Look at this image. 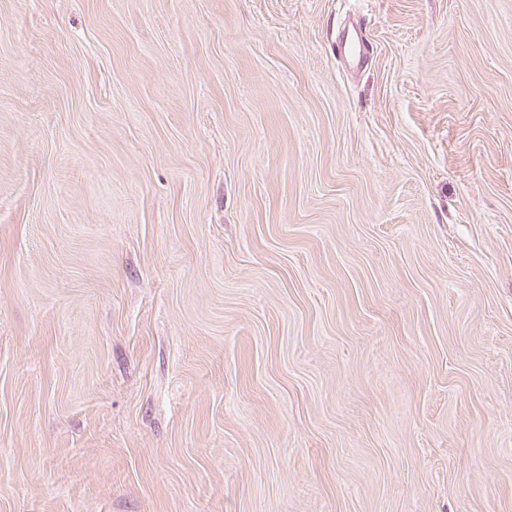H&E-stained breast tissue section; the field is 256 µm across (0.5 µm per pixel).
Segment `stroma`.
Segmentation results:
<instances>
[{"instance_id":"35a3bbf8","label":"stroma","mask_w":512,"mask_h":512,"mask_svg":"<svg viewBox=\"0 0 512 512\" xmlns=\"http://www.w3.org/2000/svg\"><path fill=\"white\" fill-rule=\"evenodd\" d=\"M0 512H512V0H0Z\"/></svg>"}]
</instances>
